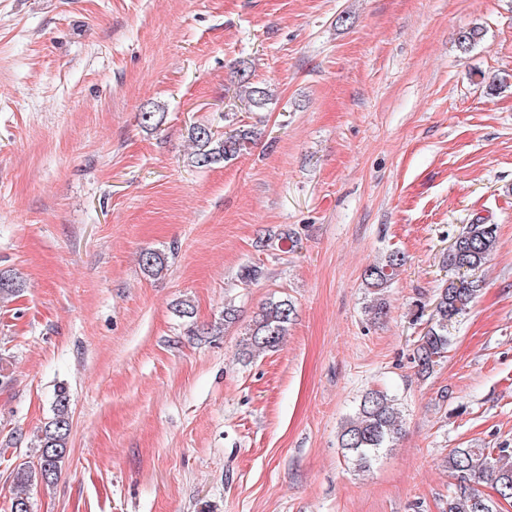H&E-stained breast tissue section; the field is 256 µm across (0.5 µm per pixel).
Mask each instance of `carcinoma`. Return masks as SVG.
I'll use <instances>...</instances> for the list:
<instances>
[{"label": "carcinoma", "instance_id": "cac0c4a2", "mask_svg": "<svg viewBox=\"0 0 512 512\" xmlns=\"http://www.w3.org/2000/svg\"><path fill=\"white\" fill-rule=\"evenodd\" d=\"M238 97L261 109L269 100V92L250 82L243 72L239 76ZM190 139L193 151L189 154L188 164L193 168L206 169L240 157L256 143L257 132L237 128L227 136L218 137L210 127L200 124L192 127ZM495 244L496 228L493 225L471 224L458 235L448 254V265H465L471 270L478 268ZM140 263L152 277L161 276L168 267L166 254L158 250L141 252ZM404 263L405 256L393 251L384 262L372 264L364 270L365 286L376 294L369 305L372 314L379 317L384 313L386 303L378 294ZM24 288V281L20 278L0 272V298L16 297ZM475 292L473 285L463 282H450L440 289L430 314V326L417 340L413 353L419 375L430 374L448 353V322L466 310ZM293 315L294 307L286 298H273L264 303L245 328L242 350L250 355L277 349L287 335ZM70 401L66 388L60 387L55 391L53 416L37 435V466L19 468L14 473L13 482L21 491L34 484L50 487L57 483L71 434ZM402 431L403 420L396 397L384 390L371 389L362 395L353 414L342 426L339 444L346 451L350 463L356 469L366 471L382 452L392 450ZM444 463L457 480L453 493L448 496L447 512H500V502L512 501V452L508 449L452 448ZM483 483L492 486L496 497L478 489Z\"/></svg>", "mask_w": 512, "mask_h": 512}]
</instances>
